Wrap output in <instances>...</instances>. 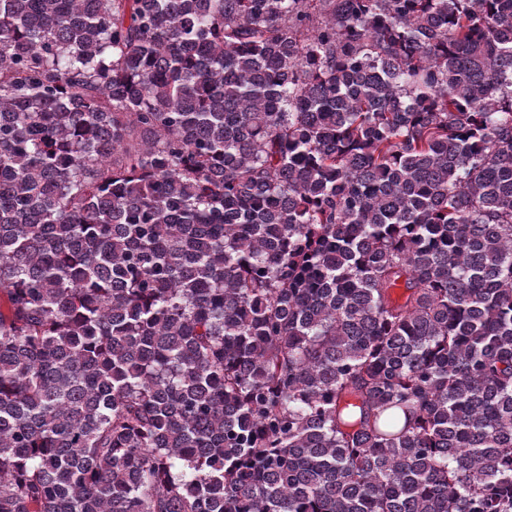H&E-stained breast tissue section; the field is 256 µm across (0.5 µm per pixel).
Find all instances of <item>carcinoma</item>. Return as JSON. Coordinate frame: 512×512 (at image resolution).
Listing matches in <instances>:
<instances>
[{
	"instance_id": "cac0c4a2",
	"label": "carcinoma",
	"mask_w": 512,
	"mask_h": 512,
	"mask_svg": "<svg viewBox=\"0 0 512 512\" xmlns=\"http://www.w3.org/2000/svg\"><path fill=\"white\" fill-rule=\"evenodd\" d=\"M0 512H512V0H0Z\"/></svg>"
}]
</instances>
